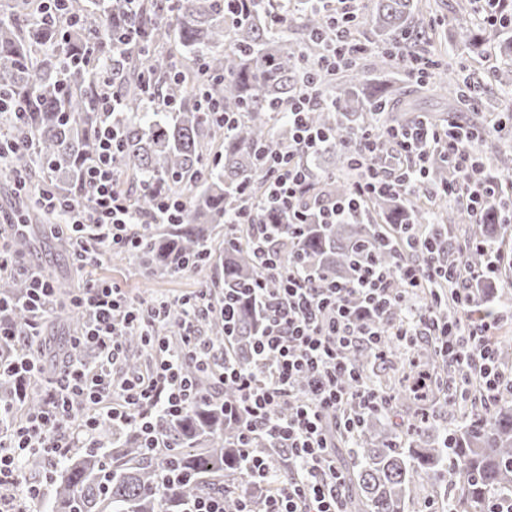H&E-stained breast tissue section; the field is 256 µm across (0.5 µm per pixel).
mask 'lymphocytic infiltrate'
Returning <instances> with one entry per match:
<instances>
[{
    "mask_svg": "<svg viewBox=\"0 0 512 512\" xmlns=\"http://www.w3.org/2000/svg\"><path fill=\"white\" fill-rule=\"evenodd\" d=\"M336 11L335 25L323 38L322 54L312 64L286 107L293 129L287 152L264 157L256 172L265 182L267 197L243 196L239 209L224 225L225 236L238 226L248 225L253 251L265 275L276 278L275 288H258L266 309V324L253 340L256 356L269 359L262 374H254L228 353H216L213 344L199 336L201 317L211 307L207 293L182 302L184 318L177 346L160 343V357L145 372H120L126 357L122 326L144 330L153 327L169 306L159 297L133 298L114 282L86 279L70 300L86 325L75 336L76 343L95 352L93 361L69 363L57 376L45 379L44 406L16 418L15 405L0 404V512H28L42 497L40 485L24 482L21 465L31 454L57 461L73 449L93 448L100 420L133 423L152 434L156 412L174 415L186 412L198 400L193 381L182 372L184 361L210 371L218 384L234 385L240 393L238 411L248 422L242 443L266 437L274 447L289 451L294 476L270 487L264 512H347L342 493L343 479L336 467L334 425L354 430L365 414L380 410L386 399L363 384L346 386L354 368L347 358L350 346L377 347L382 327H390L394 338L406 346L429 337L440 343L444 359H466V373L480 387L481 397L491 403L512 391V368L498 367L487 342L494 323L489 318L471 322L439 323L435 299L425 290L440 277L457 278L460 310L478 306L470 280L457 277L454 269L433 256L422 245L419 259L406 258L395 249L391 266L368 262L353 282L319 287L298 262L284 260L275 246L278 229L257 223L265 202H273L291 228L310 222L349 224L362 214L365 199L387 192L415 199L428 196L425 182L426 157L430 150L441 152L450 162L454 180L444 189L447 198L481 214L485 201L494 196L502 182L476 174L477 142L464 133L448 134L426 119H417L406 134H392L382 144L375 130L360 128L344 140L342 148L363 171L346 198L330 201L309 196L314 176L305 163L325 143L308 122L310 112L322 97L314 76L355 64L365 50L351 32L358 19L359 0H326ZM101 110L103 128L94 164L85 170L83 181L91 191L89 207L60 197L45 185L31 193L50 212L61 214L68 225L94 243L96 264L112 252L133 254L146 223L177 224L187 212L186 199L163 195L157 198L151 220H144L130 197L119 190L117 158L122 151V122L119 93L105 91ZM28 293L23 301L31 319L26 334L39 341L53 313L57 288L39 271L28 270ZM400 319H393L397 308ZM305 377V396H296L294 381ZM84 411H76V402Z\"/></svg>",
    "mask_w": 512,
    "mask_h": 512,
    "instance_id": "f902f5d3",
    "label": "lymphocytic infiltrate"
}]
</instances>
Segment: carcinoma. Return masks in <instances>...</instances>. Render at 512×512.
<instances>
[{"label":"carcinoma","mask_w":512,"mask_h":512,"mask_svg":"<svg viewBox=\"0 0 512 512\" xmlns=\"http://www.w3.org/2000/svg\"><path fill=\"white\" fill-rule=\"evenodd\" d=\"M65 12L49 22L40 21L39 0H0V93L25 107L20 121L10 111L0 112V138L15 144L16 158L30 170L44 174L43 182L62 195L87 203L89 192L82 182L84 169L93 162L100 127V95L105 84L119 90L124 113L121 184L135 187L131 198L139 213L148 216L155 196L163 192L188 200L181 224H149L142 232L135 260L147 276H161L211 265L221 275L214 284L237 299L233 333L224 335V294L212 297L213 306L201 324L218 346L255 373L268 360L255 356L252 344L264 327L260 299L249 285L262 277L247 233L215 252L208 240L225 214L238 205L240 191L266 195L263 182L254 178L263 153L285 150L291 131L282 118L288 102L307 73L321 45L313 37L328 26L329 16L308 4L300 19L308 34L305 51L288 35L274 28L283 12L280 0H240L228 8L225 0H55ZM418 0H372L361 12L358 27L375 32V47L389 60L401 51L403 40L413 47L426 39L419 19ZM136 27L137 41L121 58L114 59L108 41L112 32ZM448 30L455 44L464 48L471 62L486 55L489 45L512 59V36L476 27L454 10ZM187 69L173 78L179 63ZM499 97L495 107L512 112V67L495 70ZM471 74L448 76V68L433 66L431 90L461 104V90ZM325 104L309 115L310 122L328 137L322 152V178L310 192L331 198L346 196L360 171L351 165L340 147L343 139L363 124L406 127L416 112L415 100L405 94L400 80L388 68L376 76L349 67L335 75L318 76ZM217 99L226 112L240 114L239 122L226 129L199 105L201 94ZM221 141L223 152L207 166L211 147ZM427 182L436 188L448 182V167L440 160L429 164ZM28 224L48 220L35 200H19ZM428 210L417 200L393 195H373L353 224H306L295 236L286 219L273 207L259 218L281 225L277 248L296 256L302 269L319 285L348 282L358 263L368 255L390 262L383 251L385 240L400 224H427L435 256L473 271L484 269L485 244L503 224L512 206V192L501 190L480 218L471 216L446 198L434 200ZM441 322L458 317L454 285H436ZM0 294L18 300L26 294L25 277L0 276ZM56 319L81 326L82 314L64 303L56 305ZM182 321V308L174 305L160 328L173 335ZM387 360L396 356L395 344L385 334L377 351L354 349L349 359L362 380L385 394L388 408L364 418L354 433L340 432L336 441L356 445L357 463L345 473L348 512H407L406 497L425 482H447L453 490V512H485L487 502L512 489V400L487 407L476 388L457 400L463 424L450 431L436 423L432 408L448 395L444 376L454 377L451 365L442 361L433 343L418 347L401 387L372 377L368 366L375 353ZM193 378L197 403L185 413L163 411L153 424L159 447H147L138 427L123 428L111 437V423L102 421L98 436L109 450L71 453L60 467L51 512H187L207 494L224 496V512H236L239 495L252 500L254 512L262 510L261 489L237 468L241 427L238 417L224 412L235 405L238 390L224 385L214 397L215 382L195 363H184ZM20 381L0 377V401L18 400ZM43 403L42 386L35 380L26 386L22 409ZM429 431L437 444L423 447ZM248 452L280 460V474L289 473L288 449L273 448L258 437Z\"/></svg>","instance_id":"1"}]
</instances>
